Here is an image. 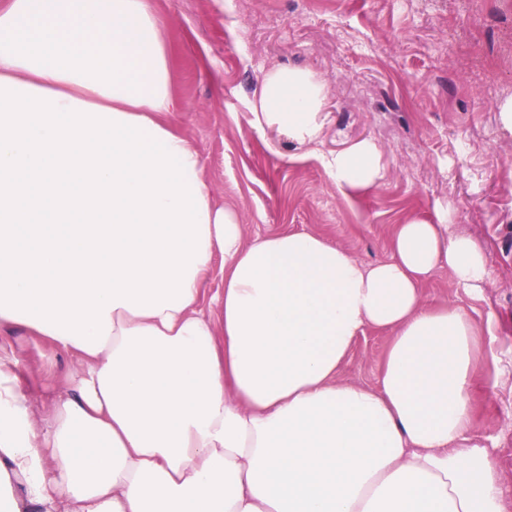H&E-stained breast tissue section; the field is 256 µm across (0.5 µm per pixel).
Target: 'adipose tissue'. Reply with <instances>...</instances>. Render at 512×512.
I'll list each match as a JSON object with an SVG mask.
<instances>
[{
	"mask_svg": "<svg viewBox=\"0 0 512 512\" xmlns=\"http://www.w3.org/2000/svg\"><path fill=\"white\" fill-rule=\"evenodd\" d=\"M323 103L274 69L255 122L311 143ZM177 110L152 0L0 8V328L82 362L38 421L0 360V512H506L473 442L488 343L421 291L444 269L479 291L477 241L444 211L373 264L313 231L246 238ZM324 164L355 194L384 178L369 140ZM370 327L376 385L340 381Z\"/></svg>",
	"mask_w": 512,
	"mask_h": 512,
	"instance_id": "ef3b65f1",
	"label": "adipose tissue"
}]
</instances>
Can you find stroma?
Segmentation results:
<instances>
[{
  "mask_svg": "<svg viewBox=\"0 0 512 512\" xmlns=\"http://www.w3.org/2000/svg\"><path fill=\"white\" fill-rule=\"evenodd\" d=\"M171 52L174 120L198 150L217 202L246 237L307 230L358 259L390 255L396 225L448 211L481 246L486 279L475 296L448 271L425 304L459 303L491 337V376L476 382V441L491 447L512 504V10L500 0H153ZM483 20L463 24L469 12ZM279 67L324 86L317 142L258 127L261 76ZM370 140L381 150L380 188L345 196L324 159ZM389 338L367 330L341 380L371 384ZM0 359L17 362L36 417L64 389L76 357L19 326L0 329Z\"/></svg>",
  "mask_w": 512,
  "mask_h": 512,
  "instance_id": "1",
  "label": "stroma"
}]
</instances>
